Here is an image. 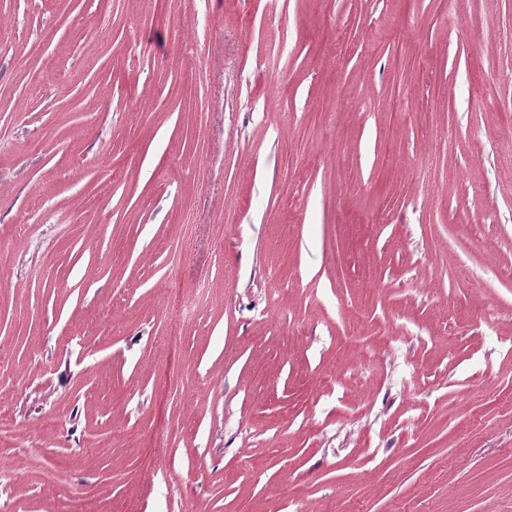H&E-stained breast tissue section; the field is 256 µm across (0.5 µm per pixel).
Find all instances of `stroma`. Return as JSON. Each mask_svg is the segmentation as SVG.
I'll list each match as a JSON object with an SVG mask.
<instances>
[{
	"mask_svg": "<svg viewBox=\"0 0 512 512\" xmlns=\"http://www.w3.org/2000/svg\"><path fill=\"white\" fill-rule=\"evenodd\" d=\"M1 279L0 512H512V0H0ZM171 301L166 306V323L168 320V327L172 330L178 326V321L181 319L182 321L188 314V309L185 304V299L183 294L181 293L180 288H171ZM168 318V319H167Z\"/></svg>",
	"mask_w": 512,
	"mask_h": 512,
	"instance_id": "obj_1",
	"label": "stroma"
}]
</instances>
